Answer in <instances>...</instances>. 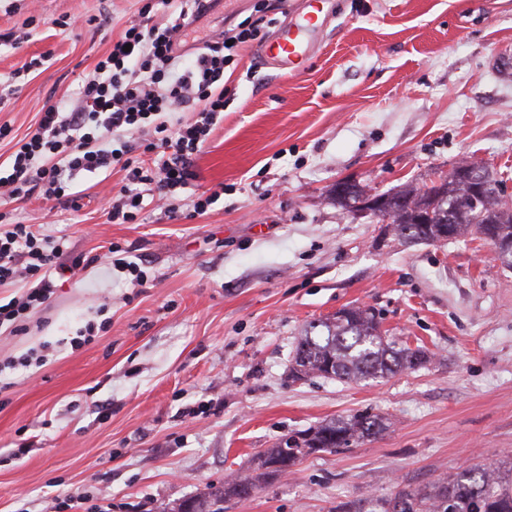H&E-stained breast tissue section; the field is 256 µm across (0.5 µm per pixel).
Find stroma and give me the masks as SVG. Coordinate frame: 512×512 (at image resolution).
Wrapping results in <instances>:
<instances>
[{"label":"stroma","mask_w":512,"mask_h":512,"mask_svg":"<svg viewBox=\"0 0 512 512\" xmlns=\"http://www.w3.org/2000/svg\"><path fill=\"white\" fill-rule=\"evenodd\" d=\"M145 2L0 0V84L16 87L0 104L11 130L1 166L47 105L75 100ZM259 2L266 22L224 71V117L194 157L197 180L172 200L176 218L150 206L137 223L108 222L116 166L76 175L79 209L0 205L7 223L66 237L81 260L23 334L0 333V362L48 356L0 376V512H49L78 493L112 512H169L250 474L286 435L357 412L392 425L224 512H335L473 462L512 471V269L469 235L401 244L333 198L342 178L384 193L467 159L502 176L512 199V0H327L307 59L286 71L262 51L306 0H209L180 60ZM64 16L78 25L59 26ZM205 191L220 198L199 215ZM111 247L145 284L99 263ZM352 305L429 363L367 385L292 381L304 328ZM90 320L103 330L71 348Z\"/></svg>","instance_id":"1"}]
</instances>
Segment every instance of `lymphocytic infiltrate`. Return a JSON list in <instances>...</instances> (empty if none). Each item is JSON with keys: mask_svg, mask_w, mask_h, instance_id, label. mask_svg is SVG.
<instances>
[{"mask_svg": "<svg viewBox=\"0 0 512 512\" xmlns=\"http://www.w3.org/2000/svg\"><path fill=\"white\" fill-rule=\"evenodd\" d=\"M171 3L147 0L139 20L123 29L83 80L76 100L48 106L36 129L17 140L8 169L0 175V199L35 194L73 207L78 202L71 190L76 174L117 164L125 172L124 183L106 216L110 223L130 224L143 208L136 185H153L151 200L160 207L176 188L195 181L192 157L224 110V69L253 39L258 24L239 25L230 42L210 44L181 66L175 51L205 3L189 0L177 11ZM158 4L169 9L160 24L152 15ZM135 134L144 135L151 164L131 160L127 139ZM65 243V237L34 232L27 224L0 231V288L20 290L0 304V330H25L30 315L47 305L54 293L52 275L63 270Z\"/></svg>", "mask_w": 512, "mask_h": 512, "instance_id": "f902f5d3", "label": "lymphocytic infiltrate"}]
</instances>
